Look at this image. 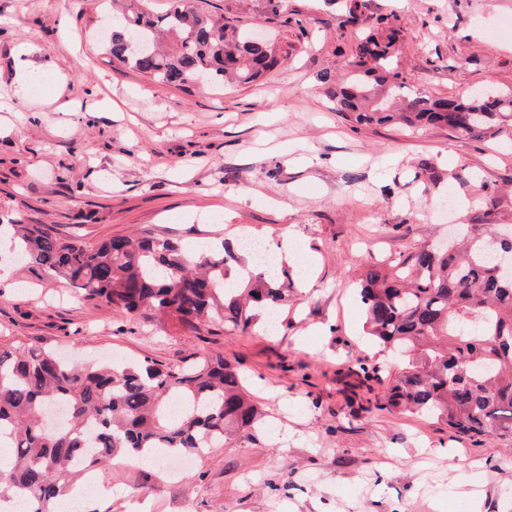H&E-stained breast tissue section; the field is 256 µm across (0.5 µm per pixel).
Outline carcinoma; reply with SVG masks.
Here are the masks:
<instances>
[{
  "instance_id": "cac0c4a2",
  "label": "carcinoma",
  "mask_w": 512,
  "mask_h": 512,
  "mask_svg": "<svg viewBox=\"0 0 512 512\" xmlns=\"http://www.w3.org/2000/svg\"><path fill=\"white\" fill-rule=\"evenodd\" d=\"M146 5L128 0L115 13L105 0L112 27L102 47L112 62L154 83L183 90L248 83L277 64L268 44L254 45L251 33L194 9L190 0H169L156 16ZM395 40L392 29L357 43L359 73L334 93L348 121L443 124L475 139L512 133L509 92L434 99L389 81ZM9 228L33 269L58 274L132 318L152 312L192 331L210 321L250 334L256 310H279L292 289L286 268L238 270L240 256L225 241L190 252L147 230L88 247L44 224L15 221ZM500 228L471 224L445 249L422 247L392 273H364L367 334L408 360L389 383L383 408L425 414L464 436L512 437V277L497 273L502 255L512 256V237ZM44 407L61 414L44 424ZM261 419L240 371L219 356L177 367L76 364L51 349L0 341V445L11 448L10 469L0 471V501L10 491L28 512H54L86 472L131 449L202 456Z\"/></svg>"
}]
</instances>
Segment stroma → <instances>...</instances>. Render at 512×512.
I'll list each match as a JSON object with an SVG mask.
<instances>
[{
  "instance_id": "35a3bbf8",
  "label": "stroma",
  "mask_w": 512,
  "mask_h": 512,
  "mask_svg": "<svg viewBox=\"0 0 512 512\" xmlns=\"http://www.w3.org/2000/svg\"><path fill=\"white\" fill-rule=\"evenodd\" d=\"M262 25L278 62L258 80L182 91L112 63L100 0H0V222L94 246L151 230L191 247L291 235L305 263L281 325L129 320L0 251V339L76 358L180 365L222 355L267 414L192 464L110 465L80 512H512V443L379 406L406 366L364 330L357 282L446 240L452 224H512V140L430 126L357 127L336 110L359 38L395 29L407 90L512 89V0H191ZM56 64L16 101L13 55ZM376 367L382 382H365Z\"/></svg>"
}]
</instances>
